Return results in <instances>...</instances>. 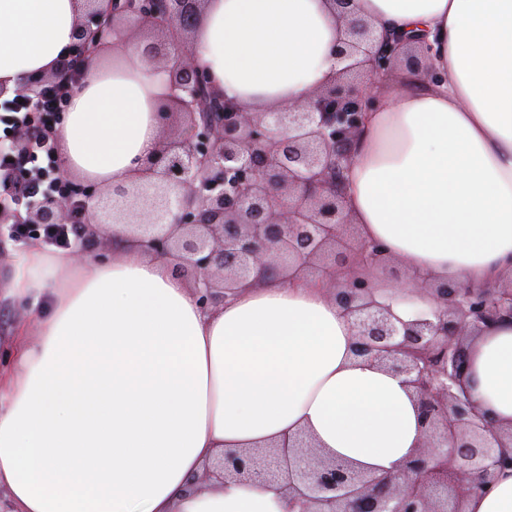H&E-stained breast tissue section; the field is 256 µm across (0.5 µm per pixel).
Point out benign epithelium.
Instances as JSON below:
<instances>
[{
    "label": "benign epithelium",
    "mask_w": 512,
    "mask_h": 512,
    "mask_svg": "<svg viewBox=\"0 0 512 512\" xmlns=\"http://www.w3.org/2000/svg\"><path fill=\"white\" fill-rule=\"evenodd\" d=\"M204 0H80L75 54L50 76L27 81L16 95L39 99L64 72L84 73L117 28L149 25L194 35ZM425 39L378 33L366 20L346 23L337 49L347 62L310 102L246 112L212 89L193 54L172 43L142 49L145 64L165 71L172 91L159 109L164 138L139 178L113 191L62 173L66 191L47 193L21 214L0 209V230L23 224L34 233L74 221L83 207L73 253L98 255L114 224H128L153 255L174 261L204 307L226 300L254 273L288 280V273L321 266L331 291L352 318L353 354L409 376L426 440L399 469L376 476L314 448L300 432L284 446L229 449L209 462L206 483H278L300 512H465L498 470L512 469V431L479 414L465 388L470 369L464 342L476 330L512 318V276L486 288L454 282L425 284L404 295H427L438 308L412 320L375 300V283L361 267L397 266L379 243L347 239L351 226L344 189L372 97L363 81L403 65L423 70Z\"/></svg>",
    "instance_id": "obj_1"
}]
</instances>
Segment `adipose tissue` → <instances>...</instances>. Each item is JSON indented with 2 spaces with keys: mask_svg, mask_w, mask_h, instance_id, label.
<instances>
[{
  "mask_svg": "<svg viewBox=\"0 0 512 512\" xmlns=\"http://www.w3.org/2000/svg\"><path fill=\"white\" fill-rule=\"evenodd\" d=\"M77 0H0V86L52 71L75 42ZM381 30L427 34L426 71L385 84L348 174L364 239L420 280L493 284L512 270V0H353ZM331 0H207L193 53L252 112L305 100L338 72ZM118 69L90 67L57 128L64 170L107 188L161 144L170 90L126 33ZM173 261L125 225L112 256L30 243L0 285L37 324L0 373V491L12 512H294L283 486L188 490L224 449L307 431L328 456L396 471L425 430L405 375L355 358L327 273L241 287L203 307ZM466 388L512 427V319L467 345ZM466 512H512V469Z\"/></svg>",
  "mask_w": 512,
  "mask_h": 512,
  "instance_id": "ef3b65f1",
  "label": "adipose tissue"
}]
</instances>
